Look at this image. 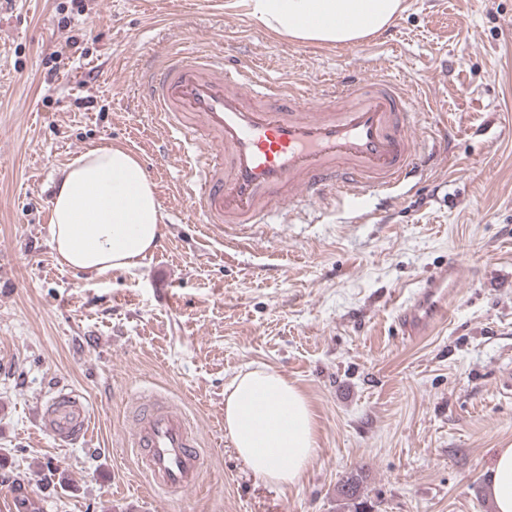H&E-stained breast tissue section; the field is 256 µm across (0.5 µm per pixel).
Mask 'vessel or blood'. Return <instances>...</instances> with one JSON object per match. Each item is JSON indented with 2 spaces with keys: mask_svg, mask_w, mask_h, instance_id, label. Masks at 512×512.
Returning <instances> with one entry per match:
<instances>
[{
  "mask_svg": "<svg viewBox=\"0 0 512 512\" xmlns=\"http://www.w3.org/2000/svg\"><path fill=\"white\" fill-rule=\"evenodd\" d=\"M349 76L312 93L263 75L227 68L221 56L173 52L147 64L139 95L172 134L194 212L206 223L258 225L305 207H354L364 196L393 192L432 161L411 115L426 109L418 89L384 76L362 94ZM461 261L441 267L396 304L404 335L419 336L446 320ZM41 426L61 442L80 439L90 412L61 392L41 409ZM131 446L155 492L194 487L201 439L187 415L158 390L136 398Z\"/></svg>",
  "mask_w": 512,
  "mask_h": 512,
  "instance_id": "vessel-or-blood-1",
  "label": "vessel or blood"
}]
</instances>
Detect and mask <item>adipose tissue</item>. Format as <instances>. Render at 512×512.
<instances>
[{"instance_id": "obj_1", "label": "adipose tissue", "mask_w": 512, "mask_h": 512, "mask_svg": "<svg viewBox=\"0 0 512 512\" xmlns=\"http://www.w3.org/2000/svg\"><path fill=\"white\" fill-rule=\"evenodd\" d=\"M277 35L354 44L387 27L401 0H240ZM163 234L154 183L124 147H91L67 163L52 200L51 246L60 264L96 276L137 267ZM224 432L238 458L278 487L296 485L318 446L310 402L282 373L240 370L224 388ZM486 492L512 512V445L497 449Z\"/></svg>"}]
</instances>
